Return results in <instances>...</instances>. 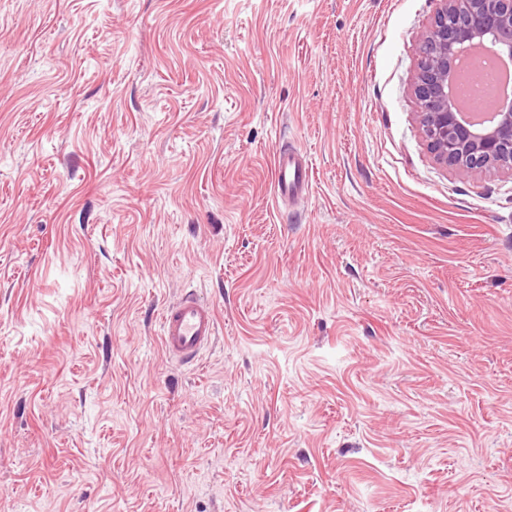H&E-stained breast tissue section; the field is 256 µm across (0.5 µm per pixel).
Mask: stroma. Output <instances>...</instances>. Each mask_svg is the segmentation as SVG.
I'll list each match as a JSON object with an SVG mask.
<instances>
[{
  "instance_id": "obj_1",
  "label": "stroma",
  "mask_w": 512,
  "mask_h": 512,
  "mask_svg": "<svg viewBox=\"0 0 512 512\" xmlns=\"http://www.w3.org/2000/svg\"><path fill=\"white\" fill-rule=\"evenodd\" d=\"M438 7L0 0V512H512V176L420 132ZM309 163L299 150L281 151L275 157V186L273 204L276 209H287L294 200L309 193ZM160 330L162 346L170 359L193 362L216 336V315L211 306L186 296L162 311Z\"/></svg>"
}]
</instances>
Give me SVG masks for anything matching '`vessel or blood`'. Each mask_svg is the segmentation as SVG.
Segmentation results:
<instances>
[{"label": "vessel or blood", "instance_id": "1", "mask_svg": "<svg viewBox=\"0 0 512 512\" xmlns=\"http://www.w3.org/2000/svg\"><path fill=\"white\" fill-rule=\"evenodd\" d=\"M309 163L301 151L279 152L275 157L273 204L287 208L309 192ZM162 346L170 359L181 363L195 361L217 333L213 308L187 296L168 305L160 316Z\"/></svg>", "mask_w": 512, "mask_h": 512}]
</instances>
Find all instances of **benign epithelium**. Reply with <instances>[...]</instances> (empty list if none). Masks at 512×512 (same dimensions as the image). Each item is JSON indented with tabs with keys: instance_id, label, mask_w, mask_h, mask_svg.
Returning <instances> with one entry per match:
<instances>
[{
	"instance_id": "benign-epithelium-1",
	"label": "benign epithelium",
	"mask_w": 512,
	"mask_h": 512,
	"mask_svg": "<svg viewBox=\"0 0 512 512\" xmlns=\"http://www.w3.org/2000/svg\"><path fill=\"white\" fill-rule=\"evenodd\" d=\"M439 2L412 82L422 133L436 160L461 175L489 168L512 173V99L478 124L456 104V68L470 51L491 39L512 57V0Z\"/></svg>"
}]
</instances>
